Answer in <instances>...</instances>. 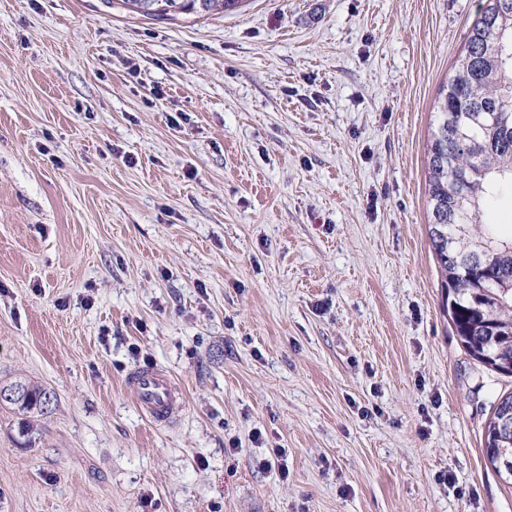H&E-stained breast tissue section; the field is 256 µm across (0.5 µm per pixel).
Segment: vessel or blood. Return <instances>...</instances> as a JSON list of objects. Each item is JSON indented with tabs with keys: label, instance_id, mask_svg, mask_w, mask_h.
I'll use <instances>...</instances> for the list:
<instances>
[{
	"label": "vessel or blood",
	"instance_id": "vessel-or-blood-1",
	"mask_svg": "<svg viewBox=\"0 0 512 512\" xmlns=\"http://www.w3.org/2000/svg\"><path fill=\"white\" fill-rule=\"evenodd\" d=\"M125 386L142 414L155 424L169 421L182 400V393L173 378L156 369L130 372Z\"/></svg>",
	"mask_w": 512,
	"mask_h": 512
}]
</instances>
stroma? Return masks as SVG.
I'll return each mask as SVG.
<instances>
[{
  "instance_id": "1",
  "label": "stroma",
  "mask_w": 512,
  "mask_h": 512,
  "mask_svg": "<svg viewBox=\"0 0 512 512\" xmlns=\"http://www.w3.org/2000/svg\"><path fill=\"white\" fill-rule=\"evenodd\" d=\"M481 5L0 0V380L55 396L32 446L0 407V512H512L483 455L512 377L461 346L428 231ZM247 0H121L124 9L148 19L176 20L181 16L201 17L228 14L243 7ZM204 14V15H202ZM125 386L142 414L155 424L169 421L182 400L173 378L161 370H134L126 376Z\"/></svg>"
}]
</instances>
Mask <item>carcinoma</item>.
I'll return each mask as SVG.
<instances>
[{
    "mask_svg": "<svg viewBox=\"0 0 512 512\" xmlns=\"http://www.w3.org/2000/svg\"><path fill=\"white\" fill-rule=\"evenodd\" d=\"M124 9L148 19L176 20L228 14L246 0H121ZM471 27L464 52L435 106L436 122L427 145V194L430 241L441 272L444 304L468 354L488 370L512 374V237L502 238L483 221L484 207L497 196H512V120L483 119V108L502 109L512 93V0H486ZM468 195L462 209L454 196ZM21 388L18 399L4 401L24 416L47 413L53 395L18 378L4 387ZM512 419V392L505 395L485 426V463L512 486V447L493 445L495 421Z\"/></svg>",
    "mask_w": 512,
    "mask_h": 512,
    "instance_id": "obj_1",
    "label": "carcinoma"
}]
</instances>
